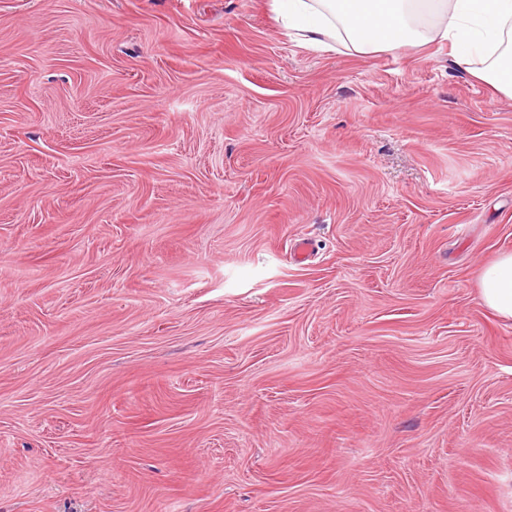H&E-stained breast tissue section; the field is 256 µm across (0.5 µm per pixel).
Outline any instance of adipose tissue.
<instances>
[{"mask_svg":"<svg viewBox=\"0 0 512 512\" xmlns=\"http://www.w3.org/2000/svg\"><path fill=\"white\" fill-rule=\"evenodd\" d=\"M272 9L313 50L341 42L377 54L439 38L456 63L512 98V0H272ZM477 286L485 307L512 319V253L486 265Z\"/></svg>","mask_w":512,"mask_h":512,"instance_id":"adipose-tissue-1","label":"adipose tissue"}]
</instances>
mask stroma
<instances>
[{
	"instance_id": "1",
	"label": "stroma",
	"mask_w": 512,
	"mask_h": 512,
	"mask_svg": "<svg viewBox=\"0 0 512 512\" xmlns=\"http://www.w3.org/2000/svg\"><path fill=\"white\" fill-rule=\"evenodd\" d=\"M511 252L512 99L439 40L0 0V512H512ZM481 303L503 319H512V253L500 255L479 274Z\"/></svg>"
}]
</instances>
